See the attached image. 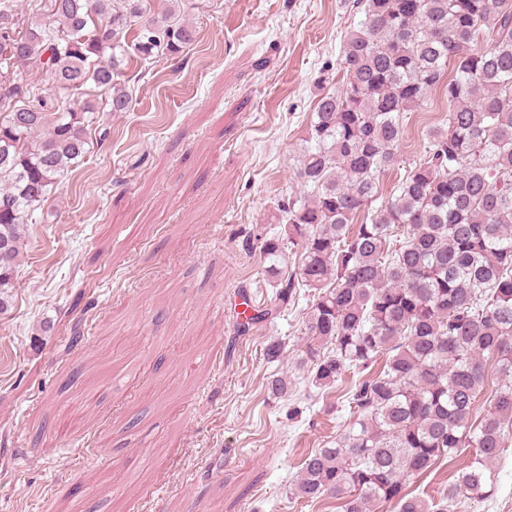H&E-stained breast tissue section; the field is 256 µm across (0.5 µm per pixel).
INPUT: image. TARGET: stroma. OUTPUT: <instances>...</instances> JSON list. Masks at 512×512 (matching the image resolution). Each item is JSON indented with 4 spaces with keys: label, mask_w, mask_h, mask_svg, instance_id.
<instances>
[{
    "label": "stroma",
    "mask_w": 512,
    "mask_h": 512,
    "mask_svg": "<svg viewBox=\"0 0 512 512\" xmlns=\"http://www.w3.org/2000/svg\"><path fill=\"white\" fill-rule=\"evenodd\" d=\"M184 11L193 43L131 59V110L93 114L107 143L55 183L47 223L25 226L0 313V512H336L291 489L347 426L352 379L311 385L298 363L309 297L272 312L253 237L281 230L276 202L362 15L353 0ZM447 110L435 91L407 114L404 164ZM249 307L271 316L242 333ZM282 374L295 391L278 398L267 383ZM491 472L493 500L456 512H512V445Z\"/></svg>",
    "instance_id": "1"
}]
</instances>
